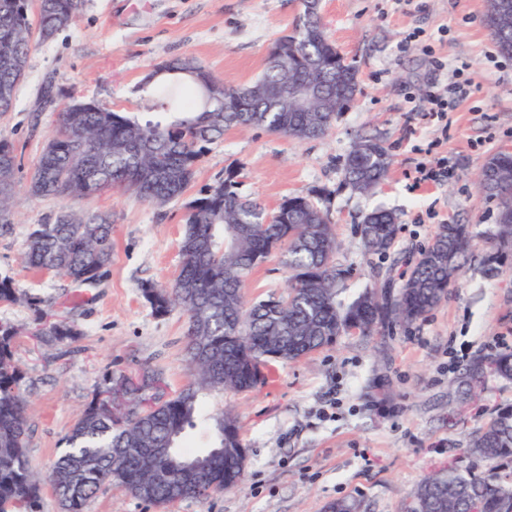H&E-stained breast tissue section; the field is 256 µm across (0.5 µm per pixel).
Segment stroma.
<instances>
[{
	"label": "stroma",
	"mask_w": 512,
	"mask_h": 512,
	"mask_svg": "<svg viewBox=\"0 0 512 512\" xmlns=\"http://www.w3.org/2000/svg\"><path fill=\"white\" fill-rule=\"evenodd\" d=\"M329 39L358 69V91L326 135L305 140L263 129H232L211 144L188 190L164 208L117 191L78 201L112 216V264L93 286L34 273L20 260L30 227L53 221L58 198L15 196L11 229L0 235V278L25 301L0 303V320L23 333L13 352L31 403L27 456L45 476L63 439L107 372L158 371L167 391L189 379L180 311L155 316L146 283L179 273L187 204L234 173L238 193L276 210L307 196L327 213L346 272L344 298L376 287L396 294L400 275L444 224L468 225L472 248L447 299L410 325L385 324L366 338L352 331L295 362L271 361L255 390L205 397L207 409L237 414L248 463L242 485L204 500L157 507L105 484L85 512H325L339 498L366 512H400L422 478L454 465L482 473L489 462L466 453L471 437L512 406V380L487 377L461 404L458 385L474 358L512 351V245L496 239L498 203L478 191L493 153L512 150V57L501 55L485 24V0H321ZM300 0H84L75 25L34 43L0 139L21 159L27 180L59 102L100 101L151 119L137 87L154 65L195 57L217 81L239 85L265 67L274 41L290 32ZM465 85L444 118L433 93ZM383 140L392 165L370 195L354 193L343 166L358 137ZM377 209L394 212L399 232L383 254H365L357 227ZM43 301L47 320L73 321L68 351L33 338Z\"/></svg>",
	"instance_id": "stroma-1"
}]
</instances>
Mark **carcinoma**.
Returning <instances> with one entry per match:
<instances>
[{"label": "carcinoma", "mask_w": 512, "mask_h": 512, "mask_svg": "<svg viewBox=\"0 0 512 512\" xmlns=\"http://www.w3.org/2000/svg\"><path fill=\"white\" fill-rule=\"evenodd\" d=\"M487 0L486 23L500 53L512 56V7ZM82 0H0V44L8 41L18 66L0 64V114L12 111L24 81L33 34L48 41L73 26ZM300 22L274 45L288 44V62L268 59L264 71L243 86L214 80L190 56L154 67L137 91L150 102L156 79L175 111L141 122L105 103L71 101L59 111L25 189L33 198L78 201L117 190L157 208L182 196L194 181L208 146L229 129L261 128L292 139L324 135L358 90L357 69L336 62L328 39L321 0H301ZM312 78L319 95L307 108L280 99L276 90ZM391 158L377 137L354 144L343 168L345 184L368 194L387 176ZM495 172L482 192L499 198L512 193V153L500 150L482 166ZM19 162L9 142L0 140V232L9 229L10 205L19 188ZM234 172L189 202L179 249L181 270L167 285L147 284L142 294L156 316L181 309L188 318L186 358L191 380L157 398L143 412L132 404L162 378L145 368L135 378L109 374L104 390L112 402L125 401L126 417L106 413L93 397L65 436L48 481L61 512H84L101 485L114 482L132 496L154 505L205 499L210 486L238 487L244 470L237 464L243 448L236 417L228 410L203 413L202 396L226 390L246 392L263 383L261 367L270 360L296 361L333 345L356 330L372 335L386 323L411 324L437 308L470 248L465 224H444L419 254L394 297L366 288L346 302L340 283L344 270L334 263L338 247L328 215L311 199L284 200L276 216L242 199ZM399 225L389 211L368 214L359 227L365 250L384 253ZM499 241H512V207L498 211ZM275 251L288 269V293L249 303L243 287ZM21 261L26 268L53 272L72 282L92 284L112 263V215L72 207L50 224L33 225ZM39 310L42 300L24 298L13 281L0 278V302L22 300ZM17 325L0 321V512H37L42 478L29 466L26 442L30 404L22 390L24 372L14 360ZM31 334L50 345L68 346L80 336L74 323L39 321ZM491 369L512 379V351L497 353ZM202 425L214 437L203 452L180 445L186 430ZM469 455L485 460L512 459V408H505L470 441ZM413 512H512V470L483 475L457 468L426 476L410 495Z\"/></svg>", "instance_id": "carcinoma-1"}]
</instances>
